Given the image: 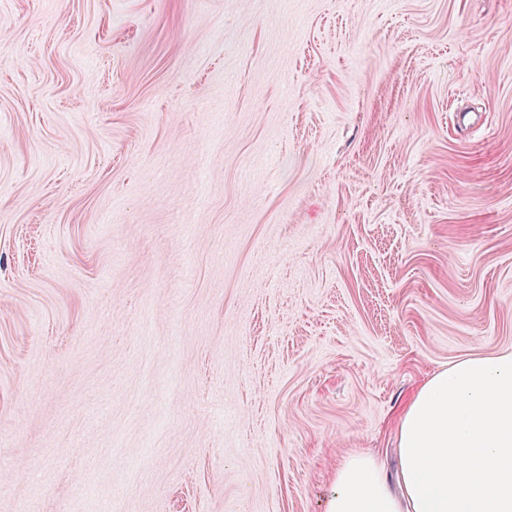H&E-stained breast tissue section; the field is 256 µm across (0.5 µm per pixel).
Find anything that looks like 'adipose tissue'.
<instances>
[{
	"mask_svg": "<svg viewBox=\"0 0 512 512\" xmlns=\"http://www.w3.org/2000/svg\"><path fill=\"white\" fill-rule=\"evenodd\" d=\"M400 471L368 452L336 469L324 512H512V353L435 372L404 408Z\"/></svg>",
	"mask_w": 512,
	"mask_h": 512,
	"instance_id": "obj_1",
	"label": "adipose tissue"
}]
</instances>
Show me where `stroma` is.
Returning <instances> with one entry per match:
<instances>
[{
	"instance_id": "stroma-1",
	"label": "stroma",
	"mask_w": 512,
	"mask_h": 512,
	"mask_svg": "<svg viewBox=\"0 0 512 512\" xmlns=\"http://www.w3.org/2000/svg\"><path fill=\"white\" fill-rule=\"evenodd\" d=\"M512 352V0H0V512H324Z\"/></svg>"
}]
</instances>
